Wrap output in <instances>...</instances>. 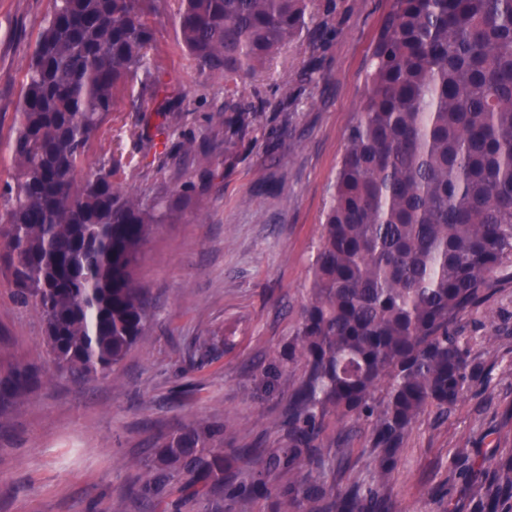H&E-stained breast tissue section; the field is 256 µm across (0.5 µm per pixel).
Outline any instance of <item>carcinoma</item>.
I'll return each instance as SVG.
<instances>
[{"label":"carcinoma","mask_w":512,"mask_h":512,"mask_svg":"<svg viewBox=\"0 0 512 512\" xmlns=\"http://www.w3.org/2000/svg\"><path fill=\"white\" fill-rule=\"evenodd\" d=\"M160 0H53L25 74L4 183L0 244L16 298L45 324L54 372L117 376L152 325L136 278L143 247L171 219L87 153L118 91L170 126L175 106L149 56ZM168 16L198 70L254 75L305 27L311 0H175ZM264 102L224 108V161ZM178 149L204 176L214 148ZM512 279V0H393L373 45L366 99L347 135L293 335L261 369L267 391L300 376L270 448H225L207 419L173 429L141 463L142 494L181 482L199 512H389L384 480L420 414L448 415L480 377L463 319ZM35 366L0 378V405L42 384ZM371 429L378 479L336 483L351 434ZM240 462L251 480L232 484ZM483 512H512V457Z\"/></svg>","instance_id":"carcinoma-1"}]
</instances>
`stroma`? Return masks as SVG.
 Segmentation results:
<instances>
[{"label":"stroma","instance_id":"35a3bbf8","mask_svg":"<svg viewBox=\"0 0 512 512\" xmlns=\"http://www.w3.org/2000/svg\"><path fill=\"white\" fill-rule=\"evenodd\" d=\"M50 0H0V184L15 174L7 148L27 65ZM391 0H315L301 39L270 68L239 81L241 102L266 110L225 164L201 178L191 159L165 144L212 137L224 82L201 75L169 25L156 26L151 55L187 120L157 131L152 112L119 94L89 150L91 166L119 159L123 187L155 196L194 185L190 203L147 243L137 277L155 319L129 351L117 379L64 377L0 407V512H166L140 496L139 459L161 436L198 418L228 421L225 446L275 445L271 424L279 391H264L261 362L287 342L309 286L330 186L347 133L364 100L373 43ZM512 315V283L467 320L464 330L481 377L448 417L424 412L391 473V512H479L486 487L470 469L493 470L512 456V339L489 343ZM221 346L202 367L190 356L196 337ZM21 363L50 368L45 326L34 307L13 300L0 269V376Z\"/></svg>","mask_w":512,"mask_h":512}]
</instances>
